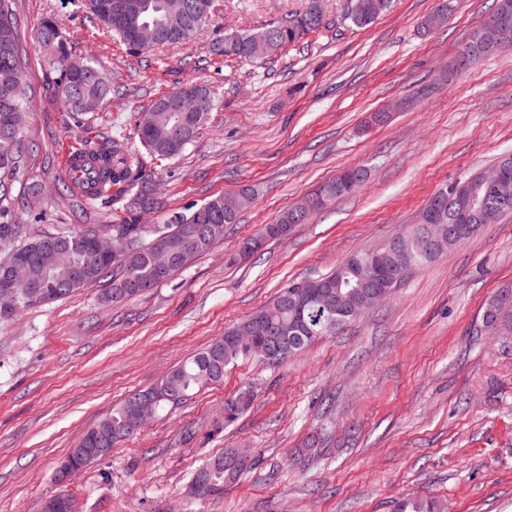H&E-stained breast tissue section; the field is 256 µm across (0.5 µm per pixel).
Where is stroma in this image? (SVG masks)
I'll list each match as a JSON object with an SVG mask.
<instances>
[{"label": "stroma", "instance_id": "1", "mask_svg": "<svg viewBox=\"0 0 512 512\" xmlns=\"http://www.w3.org/2000/svg\"><path fill=\"white\" fill-rule=\"evenodd\" d=\"M202 35L147 57L126 52L80 0H15L32 101L26 165L13 192L38 181L46 195L17 210L24 234L120 223L108 201L59 191L66 148L122 132L162 94L194 81L214 106L194 141L155 165L169 212L253 188L255 200L223 240L183 271L119 305L105 283L28 307L0 322V512H43L53 476L83 434L131 392L153 385L290 282L327 273L349 254L415 223L435 190L512 152V47L452 82L440 74L496 0H460L428 36L437 0H393L375 22L345 21L346 0H322L326 26L253 63L213 56L225 31L250 30L303 10L305 0H216ZM56 15L72 53L93 58L112 94L76 126L54 95L37 32ZM391 121L361 132L370 112ZM357 193L330 202L253 256L239 245L348 168ZM512 285V218L485 225L445 257L416 267L387 302L284 364L250 359L223 382L166 407L111 456L66 487L79 512H393L404 496L445 512H512V333H481L482 308ZM253 386L251 407L225 420L224 403ZM254 466L218 499L188 497L194 471L224 449Z\"/></svg>", "mask_w": 512, "mask_h": 512}]
</instances>
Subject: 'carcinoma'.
I'll use <instances>...</instances> for the list:
<instances>
[{
	"instance_id": "1",
	"label": "carcinoma",
	"mask_w": 512,
	"mask_h": 512,
	"mask_svg": "<svg viewBox=\"0 0 512 512\" xmlns=\"http://www.w3.org/2000/svg\"><path fill=\"white\" fill-rule=\"evenodd\" d=\"M111 0H85V5L98 21L112 35L123 42L127 50L135 56L160 47L186 42L203 33L214 11L215 0H188L200 8L192 13L182 12L178 17H170V10H179V0H140L141 13L134 21L124 15L106 12ZM13 0H0V186L5 188L16 178L25 160L22 133L10 125L14 112H25L29 108L24 81V63L20 52V35L13 12ZM390 6V0H347L345 19L357 28L372 24ZM325 27V17L321 0H308L305 9L288 16V19L247 31H236L212 43L215 56L245 57L248 45L254 40L268 44L265 58L276 56L288 46L300 41L303 35ZM42 46L49 51L55 73L54 93L63 86L73 90V97L64 102V107L76 123L95 112L100 102L111 92L105 73L92 60L80 73L70 71L63 61L71 55V48L63 37L58 19L46 17L39 30ZM215 92L202 84L188 83L160 97L152 104L151 125L136 130L141 146L158 160L179 156L196 138L204 125L208 112L212 110ZM186 124L187 140L173 138L174 129ZM96 166L87 173L88 193L122 204L124 217L118 224L110 225L107 235L129 240L134 251L121 260H98L78 246V243L98 234L95 229H72L55 234H38L27 238L18 250L42 247L57 238L71 241V252L57 262L54 278L45 281L48 304L69 296L74 289L60 290L57 282L67 277L69 269L83 268L87 273L86 282H93L112 273L109 292L133 298L145 293L154 286L170 279L182 270L188 262L210 251L214 244L224 238L225 227L235 224L238 213L247 209L254 200L249 188L239 190L238 212L224 214V196H215L199 207L189 206L168 215L162 224L142 223L144 215L164 208V204L151 195L154 174L138 155L134 154L121 136H108L93 141L87 146ZM480 174H474L451 187L436 190L425 203L418 217V223L446 224L454 214L465 207L473 194H478L484 207L494 209L499 198L485 195L477 190ZM327 195L330 199H340L352 194L351 186L344 184V174L323 183L317 193H311L295 205L284 210L275 223L266 224L260 230L263 238H283L284 226L308 221L321 207L314 204L316 194ZM14 199L8 193L0 195V238L17 235L20 227L9 222L14 211ZM393 260L401 267L399 280H404L414 267L434 260L426 253L420 239L402 229L390 238ZM164 249L175 257V264L165 273H156L152 264L153 252ZM372 253L370 249L351 254V261L339 264L321 279L331 286L333 295L322 302L314 298L306 299L302 309L296 311L288 307V296L298 283L292 282L283 287L275 300L251 315L263 324H274L284 330L299 326L307 343L342 328L338 324L328 326L336 314L329 307L336 306V282L354 281V274L367 269L366 261ZM512 297V287L500 288L484 305L482 317H491L501 330L512 329V310L501 307V298ZM234 328L224 331L200 352L188 358L181 365L166 372L149 391L158 395L157 407H174L185 402L192 392L206 384L221 382L225 369L240 360L255 357L251 348L232 339ZM134 394H128L123 402L105 418L94 425V429L104 436V448H113L119 442L137 434L142 427L136 424L133 405ZM244 470L238 468L228 454H218L208 458L192 475L191 481L204 478L214 488V494L224 493V488L235 483ZM444 506L433 498L407 497L397 502L395 512H443Z\"/></svg>"
}]
</instances>
